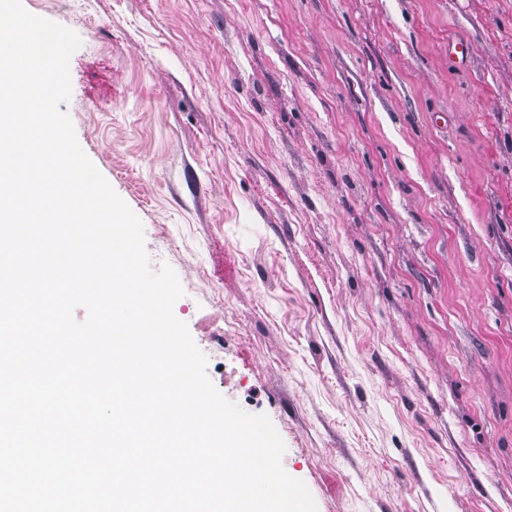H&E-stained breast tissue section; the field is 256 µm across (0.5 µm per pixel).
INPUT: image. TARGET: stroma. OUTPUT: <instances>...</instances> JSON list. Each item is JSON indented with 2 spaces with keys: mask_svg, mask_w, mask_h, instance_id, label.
Returning <instances> with one entry per match:
<instances>
[{
  "mask_svg": "<svg viewBox=\"0 0 512 512\" xmlns=\"http://www.w3.org/2000/svg\"><path fill=\"white\" fill-rule=\"evenodd\" d=\"M22 2L78 34L61 111L318 512H512V0Z\"/></svg>",
  "mask_w": 512,
  "mask_h": 512,
  "instance_id": "1",
  "label": "stroma"
}]
</instances>
